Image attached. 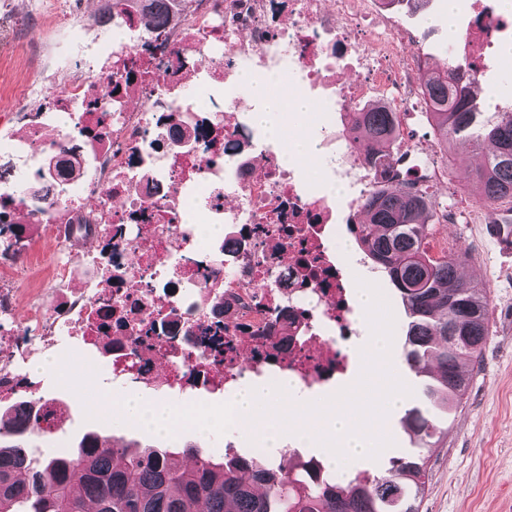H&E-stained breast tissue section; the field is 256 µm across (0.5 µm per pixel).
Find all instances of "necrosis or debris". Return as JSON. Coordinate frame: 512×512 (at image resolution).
Listing matches in <instances>:
<instances>
[{
    "label": "necrosis or debris",
    "mask_w": 512,
    "mask_h": 512,
    "mask_svg": "<svg viewBox=\"0 0 512 512\" xmlns=\"http://www.w3.org/2000/svg\"><path fill=\"white\" fill-rule=\"evenodd\" d=\"M456 41L481 72L486 47L512 35L496 0H474ZM393 0H194L184 10L124 12L100 6L94 29L123 33L105 58L84 57L62 93L14 98L23 135L10 154L38 150L42 163L0 171V222L44 225L67 244V225L97 224L112 237V285L70 296L47 316L33 288L18 327L13 293L0 291V335H36L76 346L110 342L112 381L162 387L180 398L231 393L245 379L275 384L290 375L328 388L349 362L341 341L356 335L352 291L329 243L336 207L308 190L300 166L284 164L234 105L241 71H276L322 112L366 98L387 107L401 145L387 168L353 154L359 210L392 177L427 185L444 169L403 146L411 113L431 109L420 76L425 58L393 14ZM356 69L346 82L342 70ZM222 86L202 105L189 82ZM80 115L65 141L45 137V113ZM52 204L50 215L37 202ZM224 227L217 243L184 224L186 210ZM224 328L214 362L200 325ZM157 336L131 355L128 337Z\"/></svg>",
    "instance_id": "4bbe7bcc"
}]
</instances>
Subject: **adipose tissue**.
<instances>
[{
	"mask_svg": "<svg viewBox=\"0 0 512 512\" xmlns=\"http://www.w3.org/2000/svg\"><path fill=\"white\" fill-rule=\"evenodd\" d=\"M240 82L249 87L252 98L261 102L262 108L254 113L253 118L271 140H278L285 126H300L306 114L313 109L312 104L303 98L286 99L274 94L271 90L272 77L258 79L245 73L241 75Z\"/></svg>",
	"mask_w": 512,
	"mask_h": 512,
	"instance_id": "obj_1",
	"label": "adipose tissue"
}]
</instances>
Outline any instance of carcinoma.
Returning <instances> with one entry per match:
<instances>
[{"mask_svg":"<svg viewBox=\"0 0 512 512\" xmlns=\"http://www.w3.org/2000/svg\"><path fill=\"white\" fill-rule=\"evenodd\" d=\"M479 78L451 61L430 72L432 128L443 144L462 137L481 150L482 163L465 176L475 202L486 210L512 199V111L481 123L474 87ZM351 119L358 143L375 165L391 155L398 132L382 107L362 109ZM428 187L397 180L373 190L362 204L365 221L351 232L383 266L405 309L404 363L417 376L432 374L424 395L448 408L461 403L468 386L466 360L478 358L488 336L487 290L465 279L461 257L430 254L426 213ZM31 224L0 223V255L15 257L31 237ZM217 355H224L223 328H201ZM0 379V512H419L429 457L401 454L383 472L357 471L341 481L312 461L288 457L265 463L237 455L203 454L191 443L176 449L110 440L85 433L73 450L33 457L31 427L40 405H23L19 387ZM421 447L432 451L448 436L434 419L413 407L401 420Z\"/></svg>","mask_w":512,"mask_h":512,"instance_id":"obj_1","label":"carcinoma"}]
</instances>
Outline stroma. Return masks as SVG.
<instances>
[{"label": "stroma", "mask_w": 512, "mask_h": 512, "mask_svg": "<svg viewBox=\"0 0 512 512\" xmlns=\"http://www.w3.org/2000/svg\"><path fill=\"white\" fill-rule=\"evenodd\" d=\"M73 5L89 16L96 11L97 0H0V143L11 141L21 130L20 125L2 119L3 114L11 111L15 93L37 90L47 94L65 89L72 65L84 52L83 35L59 21L61 14ZM29 15L37 16L38 22L28 31V42L45 47L57 63L49 82L44 81L40 70L14 43L12 25ZM398 19L414 34L415 46L427 57L431 68L442 66L445 53L452 46L444 24V0H428L418 10L402 2ZM505 50V45L500 44L486 53L481 86L490 92L489 98L482 101L483 117L487 120L512 108V68L501 66ZM435 157L447 165L448 181L431 185L429 193L435 213L447 211L448 221L441 224L435 214L429 217L430 251L435 254L446 246L461 255L465 278L487 288L491 312L482 352L466 365V394L440 421L441 427L448 430V438L429 459V482L419 512H512V258L499 256L485 241L480 229L484 212L464 187L463 176L480 163V153L458 142L449 151H437ZM60 250L54 237L36 232L21 253L28 261V271L24 280L14 282L15 292L39 287L46 276L45 259L57 256ZM379 286L395 318L393 363L412 390L407 404L425 407L421 394L423 378L403 367L407 316L388 282L380 281ZM50 353L35 343L30 347L29 357L34 360ZM51 354L70 374L62 378L43 377L42 391L67 403L70 410L62 415L52 432L35 431L38 445H69L89 430L127 441L155 442V435L135 423L113 419L106 409H99L94 415L87 412L88 403L98 402L101 395L82 382V372L94 370L97 382L104 386L111 379L110 365L97 347L81 352L64 343ZM382 429L392 439V446L378 458L360 462V469L380 472L390 457L418 452V445L411 442L401 427L399 414L386 417Z\"/></svg>", "instance_id": "1"}]
</instances>
